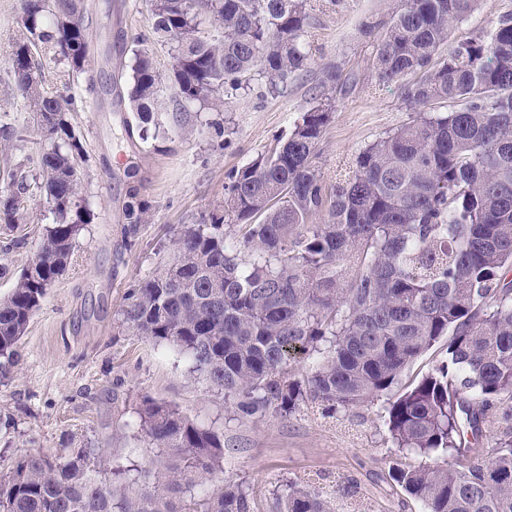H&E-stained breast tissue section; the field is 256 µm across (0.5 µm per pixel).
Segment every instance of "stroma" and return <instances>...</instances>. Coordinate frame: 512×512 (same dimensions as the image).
Segmentation results:
<instances>
[{"instance_id": "stroma-1", "label": "stroma", "mask_w": 512, "mask_h": 512, "mask_svg": "<svg viewBox=\"0 0 512 512\" xmlns=\"http://www.w3.org/2000/svg\"><path fill=\"white\" fill-rule=\"evenodd\" d=\"M94 56L88 72L66 82L64 65L43 64L48 90L83 96L88 106L73 124L87 151L84 194L94 212L74 244L66 271L49 288L22 337L15 363L0 374V471L27 448L66 455L84 444L107 449L111 466L129 475L154 451L137 433V414L149 397L177 409L195 424L224 434V475L246 487L254 512H275V496L288 483L342 498L353 493L358 512H423L390 476L392 467L427 464V457L392 444L382 401L340 419L304 406L288 419L238 417L223 391L194 371L187 355L145 340L122 325L128 288L153 275L174 240L200 215L224 199L230 171L266 153L284 138L316 98L324 94V68L337 66L348 90L319 142L316 164L327 182L366 144L409 123L415 112L399 84H380L372 62L377 44L399 9V0H341L336 9L313 11L307 33L313 60L297 73L286 94L263 87L224 106V136L211 132L183 139L172 122L179 105L162 83L164 109L157 137L142 138L130 112L118 109L114 92L119 68L132 56L133 35L144 43L156 69L168 74L167 45L150 40L148 0H91ZM512 0H481L456 22V43L488 33ZM379 28L365 30L367 18ZM148 207L149 218L128 224L123 207L130 194ZM18 228L27 245L0 254V298L33 254L46 223L42 205L29 207Z\"/></svg>"}]
</instances>
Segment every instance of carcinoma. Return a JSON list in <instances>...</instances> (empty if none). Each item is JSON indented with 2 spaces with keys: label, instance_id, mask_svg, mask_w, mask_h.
I'll use <instances>...</instances> for the list:
<instances>
[{
  "label": "carcinoma",
  "instance_id": "1",
  "mask_svg": "<svg viewBox=\"0 0 512 512\" xmlns=\"http://www.w3.org/2000/svg\"><path fill=\"white\" fill-rule=\"evenodd\" d=\"M477 2L402 0L374 55L377 80L404 83L408 106L456 109L416 113L361 148L329 186L314 162L336 108L325 94L286 140L228 174L223 204L180 233L170 260L128 289L120 312L135 334L187 355L242 418H286L302 405L345 414L385 399L396 447L469 461L462 470L439 460L393 468L424 512H512V427L490 456L481 448L487 427L512 420V17L450 44V27ZM309 9L311 0H151L180 108L219 113L254 84L287 93L312 60ZM89 12L88 0H20L6 51L7 82L36 113L41 142L9 158L26 132L0 120V224L27 223L35 199L52 222L0 300L4 371L93 217L71 117L85 101L40 79L43 59L86 72ZM122 69L117 97L147 125L161 108L162 76L146 50ZM146 212L131 195L128 223ZM228 227L239 228L238 243ZM443 338L444 358L402 383ZM298 356L308 371L293 367ZM138 415L144 441L159 449L141 484L101 477L103 448L27 449L0 475V512H252L249 493L224 477V433L149 398ZM277 508L337 512L335 500L297 483Z\"/></svg>",
  "mask_w": 512,
  "mask_h": 512
}]
</instances>
